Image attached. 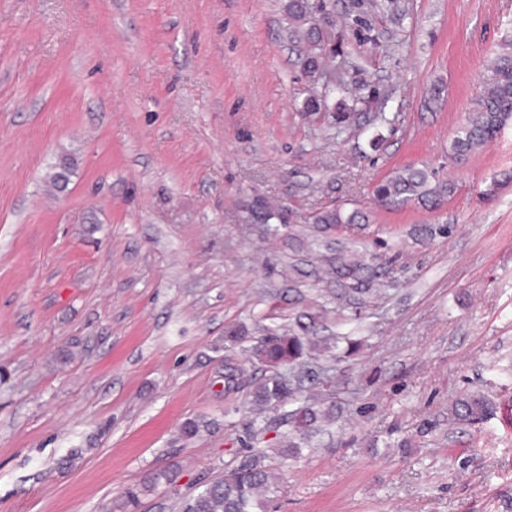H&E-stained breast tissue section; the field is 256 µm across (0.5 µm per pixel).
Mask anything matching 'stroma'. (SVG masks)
Here are the masks:
<instances>
[{"mask_svg":"<svg viewBox=\"0 0 512 512\" xmlns=\"http://www.w3.org/2000/svg\"><path fill=\"white\" fill-rule=\"evenodd\" d=\"M287 2L0 0V512H123L125 487L173 464L138 512H178L243 449L268 374L253 344L304 312L327 347L304 393L333 415L283 457L267 412V512H512V123L448 156L512 0H317L367 99L337 138L300 114ZM410 164L455 195L375 204ZM258 196L296 221L249 223ZM337 206L370 221L309 223ZM339 252L375 267L353 353L335 342ZM467 394L484 420L454 416ZM189 419L205 428L185 439Z\"/></svg>","mask_w":512,"mask_h":512,"instance_id":"stroma-1","label":"stroma"}]
</instances>
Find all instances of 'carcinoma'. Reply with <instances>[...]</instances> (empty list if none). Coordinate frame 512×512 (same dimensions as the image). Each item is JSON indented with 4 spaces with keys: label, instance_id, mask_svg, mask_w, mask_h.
Segmentation results:
<instances>
[{
    "label": "carcinoma",
    "instance_id": "cac0c4a2",
    "mask_svg": "<svg viewBox=\"0 0 512 512\" xmlns=\"http://www.w3.org/2000/svg\"><path fill=\"white\" fill-rule=\"evenodd\" d=\"M286 11L289 19V39L305 47L304 64L313 78V93L304 101L301 112L313 115L329 109L334 92L354 94L356 89L345 79V75L323 65L325 37L323 25L309 24L312 6L309 0H288ZM512 122V50L507 49L492 60L487 76L483 79L481 93L474 103L471 114L456 131L450 145V157L463 162L483 149L507 124ZM456 191V184L436 178L434 172L425 168L405 166L378 182L372 195L382 207H399L408 203L434 209L444 203ZM256 224H283L294 221L295 214L283 207H271L262 198H255L250 208ZM314 224L343 226L367 224L369 217L360 210L346 211L341 208L323 209L310 217ZM336 280L343 282L341 294L357 308L365 304L364 288L371 275L370 268L360 261H348L342 256L335 259ZM300 333L266 336L253 346L255 360L271 369L272 374L251 396L256 416L252 420L253 436L264 430L262 412L270 406L286 405L298 398V389L290 377L281 369L304 364V359H315L309 336L319 331L320 316L305 313L298 319ZM453 411L468 421L485 418L488 402L482 395H467L455 401ZM330 417L313 403L303 405L289 414L299 440L306 443L312 433L320 430L325 419ZM276 491L273 472L265 463V456L249 449L238 457L236 464L224 471V476L199 482L197 492L185 497L180 512H254V505L261 498Z\"/></svg>",
    "mask_w": 512,
    "mask_h": 512
}]
</instances>
